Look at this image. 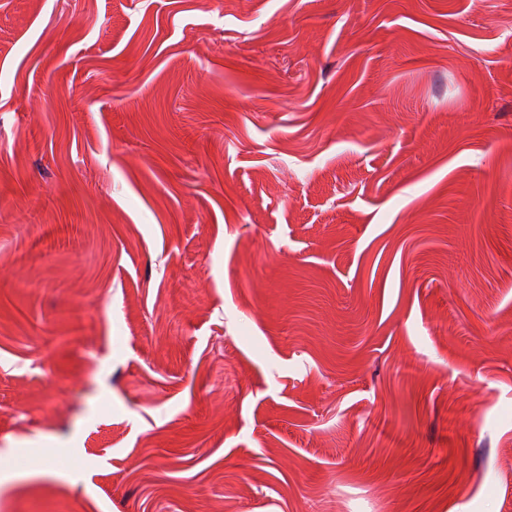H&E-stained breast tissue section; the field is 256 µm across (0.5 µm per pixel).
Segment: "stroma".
Segmentation results:
<instances>
[{
    "instance_id": "stroma-1",
    "label": "stroma",
    "mask_w": 512,
    "mask_h": 512,
    "mask_svg": "<svg viewBox=\"0 0 512 512\" xmlns=\"http://www.w3.org/2000/svg\"><path fill=\"white\" fill-rule=\"evenodd\" d=\"M0 473L512 512V0H0Z\"/></svg>"
}]
</instances>
